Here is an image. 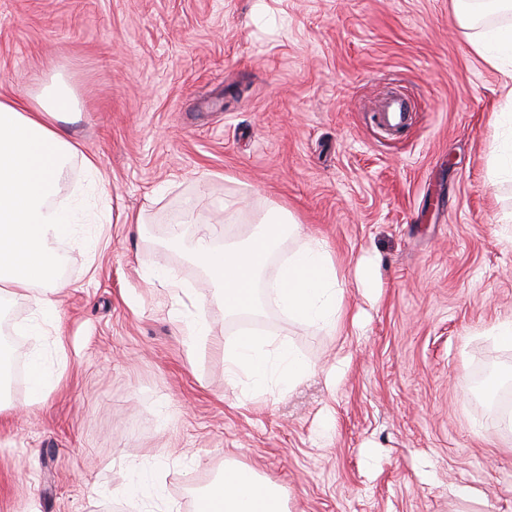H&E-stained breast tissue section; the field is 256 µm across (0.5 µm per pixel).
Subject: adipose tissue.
Returning a JSON list of instances; mask_svg holds the SVG:
<instances>
[{"mask_svg":"<svg viewBox=\"0 0 512 512\" xmlns=\"http://www.w3.org/2000/svg\"><path fill=\"white\" fill-rule=\"evenodd\" d=\"M453 9L458 23L474 30L476 51L495 58L512 56V24L474 29L483 13L511 16L512 0H453ZM75 107L71 89L61 81L36 97L0 96V296H30L48 325L57 317L59 288L57 256L50 244L71 222L70 211L52 207L50 200L63 168L78 155L60 125ZM301 233V224L278 208L250 225L239 241L222 248L214 245L213 227L202 226L191 253L207 272L225 314L232 316L255 310L256 284L268 259L283 239ZM38 284L43 291L36 295L32 289ZM271 288L288 316L333 329L341 325L343 290L333 257L321 244L289 255ZM309 371L299 356L273 350L269 340L254 332L224 347V376L232 382L245 376L262 390L268 381L283 387ZM205 497L213 512H286L279 490L242 465L227 467Z\"/></svg>","mask_w":512,"mask_h":512,"instance_id":"ef3b65f1","label":"adipose tissue"}]
</instances>
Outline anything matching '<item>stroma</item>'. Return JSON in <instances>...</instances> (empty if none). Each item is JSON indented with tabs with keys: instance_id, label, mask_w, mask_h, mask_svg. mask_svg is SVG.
<instances>
[{
	"instance_id": "obj_1",
	"label": "stroma",
	"mask_w": 512,
	"mask_h": 512,
	"mask_svg": "<svg viewBox=\"0 0 512 512\" xmlns=\"http://www.w3.org/2000/svg\"><path fill=\"white\" fill-rule=\"evenodd\" d=\"M57 77L80 153L52 202L99 218L54 245L59 335L31 332L32 303L11 300L26 334L0 399V512L160 497L185 512L182 485L232 462L288 512H512V432L471 386L484 365L512 385L495 337L512 322V174L488 168L492 147L512 150V62L475 51L452 0H0V94ZM391 90L414 108L395 136L373 119ZM277 206L304 234L265 278L320 241L349 321L303 324L258 288V331L311 368L259 393L224 376L244 331L190 247L201 225L232 238ZM365 254L368 290L353 276Z\"/></svg>"
}]
</instances>
